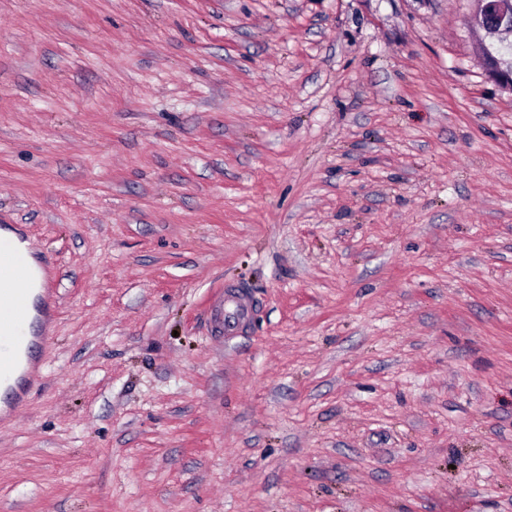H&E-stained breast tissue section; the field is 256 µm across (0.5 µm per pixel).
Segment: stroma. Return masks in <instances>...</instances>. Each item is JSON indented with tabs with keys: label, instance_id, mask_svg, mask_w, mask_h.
I'll return each instance as SVG.
<instances>
[{
	"label": "stroma",
	"instance_id": "obj_1",
	"mask_svg": "<svg viewBox=\"0 0 512 512\" xmlns=\"http://www.w3.org/2000/svg\"><path fill=\"white\" fill-rule=\"evenodd\" d=\"M470 9L0 0V228L58 312L0 512H512V94ZM486 76L502 89L512 93V60L501 59L485 67ZM225 309V317H224ZM244 305L241 300L235 295H228L227 290H224L223 299L220 301L218 309L215 313V323L219 328L232 330L236 321L241 316Z\"/></svg>",
	"mask_w": 512,
	"mask_h": 512
}]
</instances>
